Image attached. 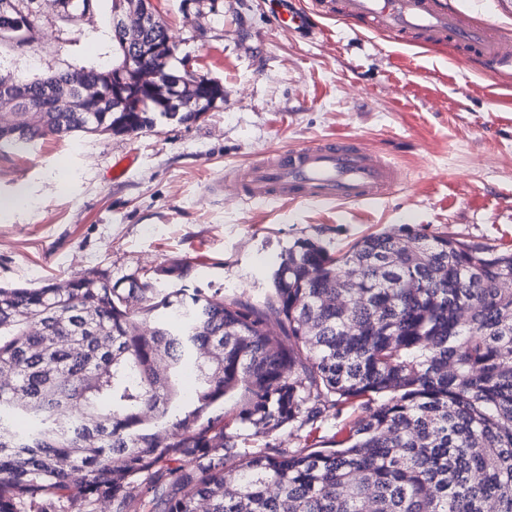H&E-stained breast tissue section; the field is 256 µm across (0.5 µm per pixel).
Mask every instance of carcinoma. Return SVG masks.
Listing matches in <instances>:
<instances>
[{"label": "carcinoma", "mask_w": 512, "mask_h": 512, "mask_svg": "<svg viewBox=\"0 0 512 512\" xmlns=\"http://www.w3.org/2000/svg\"><path fill=\"white\" fill-rule=\"evenodd\" d=\"M0 86L25 112H0V147L104 133L62 105L121 60L112 29L74 36L97 0H9ZM102 49L99 63L19 67L34 50ZM121 113L137 134L153 100ZM512 252L401 228L344 251L296 241L264 301L161 291L93 271L64 285L0 286V512L48 499L110 501L125 512L143 474L168 480L164 512H512ZM239 396L233 424L213 415ZM350 407L334 448L285 450L253 436L314 426ZM215 448L224 454L214 457ZM191 456L196 469L161 470Z\"/></svg>", "instance_id": "carcinoma-1"}]
</instances>
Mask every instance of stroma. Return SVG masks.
Returning a JSON list of instances; mask_svg holds the SVG:
<instances>
[{
	"instance_id": "1",
	"label": "stroma",
	"mask_w": 512,
	"mask_h": 512,
	"mask_svg": "<svg viewBox=\"0 0 512 512\" xmlns=\"http://www.w3.org/2000/svg\"><path fill=\"white\" fill-rule=\"evenodd\" d=\"M173 67L224 87L196 121L157 118L136 135L49 136L0 149V284L34 287L95 270L180 288L161 269L190 262L189 287L263 300L280 256L331 250L408 226L512 249V75L494 77L338 19L282 29L303 0H156ZM358 137L405 184L368 204L249 201L226 173L283 147ZM351 410L278 432L283 448H327Z\"/></svg>"
}]
</instances>
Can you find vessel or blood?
<instances>
[{
    "instance_id": "1",
    "label": "vessel or blood",
    "mask_w": 512,
    "mask_h": 512,
    "mask_svg": "<svg viewBox=\"0 0 512 512\" xmlns=\"http://www.w3.org/2000/svg\"><path fill=\"white\" fill-rule=\"evenodd\" d=\"M357 22L399 46H416L448 60L474 59L492 75L512 72V40L460 12L451 0H315L282 17L293 31H315L320 18ZM231 182L253 201L364 203L384 198L404 180L390 161L358 138L322 139L277 150L234 169Z\"/></svg>"
}]
</instances>
